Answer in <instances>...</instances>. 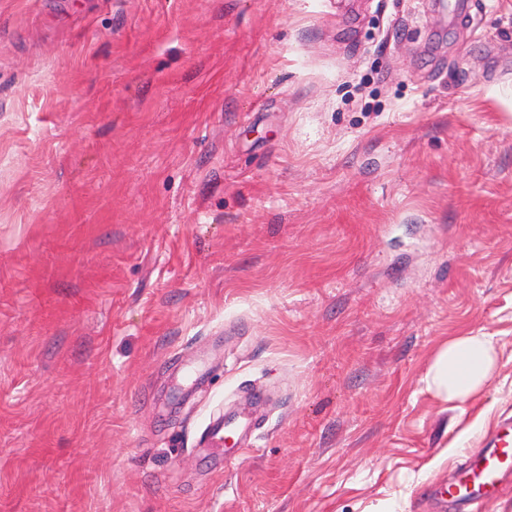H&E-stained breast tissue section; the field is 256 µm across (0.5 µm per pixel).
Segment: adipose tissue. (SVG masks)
Segmentation results:
<instances>
[{
	"mask_svg": "<svg viewBox=\"0 0 512 512\" xmlns=\"http://www.w3.org/2000/svg\"><path fill=\"white\" fill-rule=\"evenodd\" d=\"M497 358L496 340L484 331L449 337L434 355L425 376L426 386L444 401H466L490 382Z\"/></svg>",
	"mask_w": 512,
	"mask_h": 512,
	"instance_id": "adipose-tissue-1",
	"label": "adipose tissue"
}]
</instances>
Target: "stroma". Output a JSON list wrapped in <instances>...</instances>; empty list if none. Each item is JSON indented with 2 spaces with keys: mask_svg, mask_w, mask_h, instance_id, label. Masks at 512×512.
Instances as JSON below:
<instances>
[{
  "mask_svg": "<svg viewBox=\"0 0 512 512\" xmlns=\"http://www.w3.org/2000/svg\"><path fill=\"white\" fill-rule=\"evenodd\" d=\"M454 3L0 0V512H512L431 495L512 420V0ZM497 358L495 337L482 330L451 336L434 355L427 389L448 403L472 399L492 379ZM239 430V425L235 420L226 418L224 420V426H219L212 431V452L218 456L219 459H223V462L227 460V456L224 455L229 440H233Z\"/></svg>",
  "mask_w": 512,
  "mask_h": 512,
  "instance_id": "1",
  "label": "stroma"
}]
</instances>
